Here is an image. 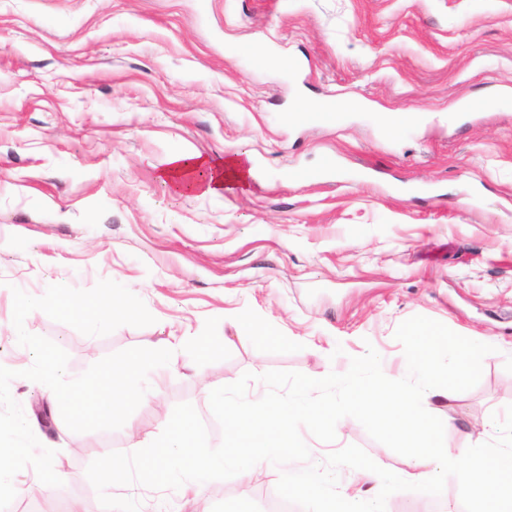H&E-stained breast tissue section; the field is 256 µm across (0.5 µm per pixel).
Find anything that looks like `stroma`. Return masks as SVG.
Wrapping results in <instances>:
<instances>
[{"label":"stroma","instance_id":"1","mask_svg":"<svg viewBox=\"0 0 512 512\" xmlns=\"http://www.w3.org/2000/svg\"><path fill=\"white\" fill-rule=\"evenodd\" d=\"M261 44L295 72L251 56ZM345 95L366 109L344 125L285 118ZM510 97L512 0H0V366L34 361L14 337L16 287L110 279L154 316L95 337L31 312L26 330L67 352L70 377L120 350L230 337L199 357V377L165 373L132 414L149 443L184 402L211 424L210 392L246 372L321 378L372 348L398 374L396 329L420 315L497 342L473 389L428 401L452 420L455 455L492 440L512 404V109L488 102ZM383 112L424 120L386 136ZM182 148L250 156L255 176L174 194L159 172ZM51 411L65 474L51 495L103 512L86 468L128 451L127 428L75 433ZM302 437L317 465L356 445L411 469L354 419L334 442ZM277 482L215 480L197 503L111 492L140 512H262Z\"/></svg>","mask_w":512,"mask_h":512}]
</instances>
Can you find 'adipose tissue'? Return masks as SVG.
<instances>
[{
	"mask_svg": "<svg viewBox=\"0 0 512 512\" xmlns=\"http://www.w3.org/2000/svg\"><path fill=\"white\" fill-rule=\"evenodd\" d=\"M250 158L215 159L191 149L171 154L160 171L162 182L181 195L220 196L232 186L247 185Z\"/></svg>",
	"mask_w": 512,
	"mask_h": 512,
	"instance_id": "1",
	"label": "adipose tissue"
}]
</instances>
